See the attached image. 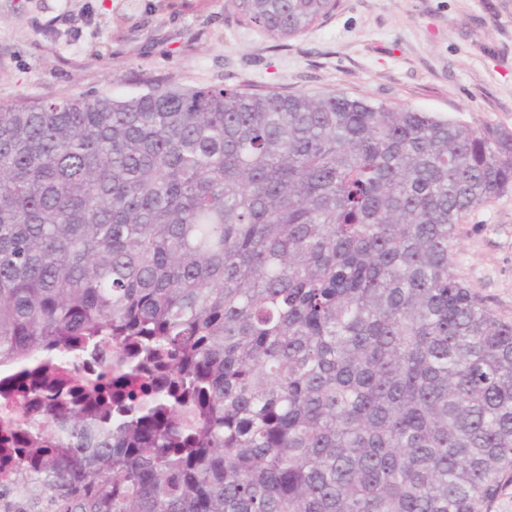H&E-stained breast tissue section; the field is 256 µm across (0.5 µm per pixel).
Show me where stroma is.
<instances>
[{
  "label": "stroma",
  "mask_w": 512,
  "mask_h": 512,
  "mask_svg": "<svg viewBox=\"0 0 512 512\" xmlns=\"http://www.w3.org/2000/svg\"><path fill=\"white\" fill-rule=\"evenodd\" d=\"M147 83L341 91L512 130V0H337L279 41L232 0H0V103ZM456 272L512 320V192L458 225Z\"/></svg>",
  "instance_id": "stroma-1"
}]
</instances>
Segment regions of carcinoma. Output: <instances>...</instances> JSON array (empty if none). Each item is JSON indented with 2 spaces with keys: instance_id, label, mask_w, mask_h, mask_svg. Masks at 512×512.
<instances>
[{
  "instance_id": "obj_1",
  "label": "carcinoma",
  "mask_w": 512,
  "mask_h": 512,
  "mask_svg": "<svg viewBox=\"0 0 512 512\" xmlns=\"http://www.w3.org/2000/svg\"><path fill=\"white\" fill-rule=\"evenodd\" d=\"M299 36L336 0H234ZM512 131L404 103L148 84L0 104V366L87 340L168 384L32 428L0 512H491L512 321L455 272Z\"/></svg>"
}]
</instances>
